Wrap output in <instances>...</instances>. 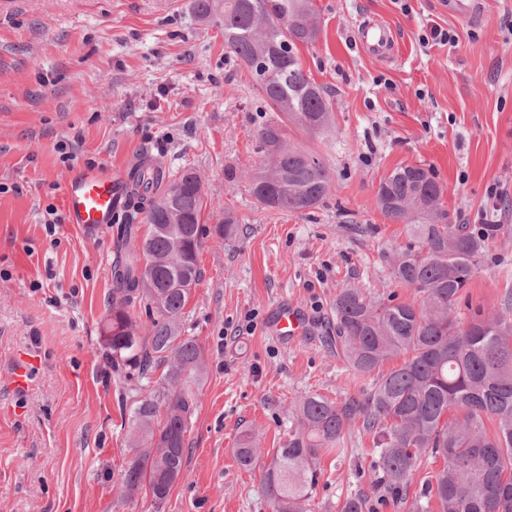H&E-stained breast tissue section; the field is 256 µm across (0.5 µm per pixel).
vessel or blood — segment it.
I'll list each match as a JSON object with an SVG mask.
<instances>
[{"instance_id":"obj_1","label":"vessel or blood","mask_w":512,"mask_h":512,"mask_svg":"<svg viewBox=\"0 0 512 512\" xmlns=\"http://www.w3.org/2000/svg\"><path fill=\"white\" fill-rule=\"evenodd\" d=\"M358 41L376 56L388 55L394 45L391 28L381 22L362 26ZM127 187L121 177L108 168L78 170L64 184V207L68 223L79 225L87 234L95 235L112 224ZM306 323L298 312L288 306L280 307L272 329L277 336L293 339L304 333Z\"/></svg>"}]
</instances>
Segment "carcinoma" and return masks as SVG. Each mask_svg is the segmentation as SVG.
<instances>
[{"mask_svg":"<svg viewBox=\"0 0 512 512\" xmlns=\"http://www.w3.org/2000/svg\"><path fill=\"white\" fill-rule=\"evenodd\" d=\"M203 20L224 22L225 55L242 61L258 93V112H274L256 131V144L272 148L268 167L250 176L251 195L262 208L302 212L329 195L325 162L288 140V126L311 135L328 132L331 106L323 88L304 70L297 45L319 36L311 0H192ZM148 225L141 248H128L115 270L112 310L104 331L112 363L138 367L144 378L158 367L162 382L136 406L131 422L138 452L122 478L131 498L143 488L159 510L186 475L185 434L197 404L189 383L203 371V351L180 335L179 320L198 267L202 213L199 176L170 172L144 161L131 174ZM442 189L421 165L397 167L378 184L377 205L387 219L406 226L409 242L391 263L398 282L415 296L397 302L359 288L336 295V349L372 387L333 402L319 395L292 403L288 432L274 449L263 481L270 512H309L318 485L320 453L344 445L354 431L372 436L379 466L370 487L396 500H434L438 512H512V293L501 307L456 314L463 293L481 267L501 224L448 223ZM238 219L224 209L215 233L236 235ZM144 305L148 322L131 318ZM401 363L383 373L387 361ZM261 453L251 434L235 449L251 468ZM443 465L409 498L421 458Z\"/></svg>","mask_w":512,"mask_h":512,"instance_id":"carcinoma-1","label":"carcinoma"}]
</instances>
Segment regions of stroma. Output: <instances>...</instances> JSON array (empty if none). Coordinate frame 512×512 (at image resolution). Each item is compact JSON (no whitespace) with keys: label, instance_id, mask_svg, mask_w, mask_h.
<instances>
[{"label":"stroma","instance_id":"1","mask_svg":"<svg viewBox=\"0 0 512 512\" xmlns=\"http://www.w3.org/2000/svg\"><path fill=\"white\" fill-rule=\"evenodd\" d=\"M441 0H312L317 42L300 47L305 70L330 96L333 129H289L291 143L317 151L330 193L303 214L258 207L249 176L266 160L255 151L261 120L246 65L224 55V26L202 22L191 0H0V512H269L261 466L234 455L242 431L255 434L263 463L284 440L291 401H333L369 388L325 339L344 287L412 298L391 275L389 254L403 225L376 204L395 167L424 165L459 223L492 212L504 234L489 247L468 289L470 307L493 308L512 292V0H479L475 14H451ZM393 30L383 59L361 48L359 23ZM455 31V45L423 49L426 20ZM75 160L62 161L59 143ZM199 175L205 208L202 277L180 320L204 350L193 385L187 474L162 508L148 492L120 495L137 452L130 414L145 395L136 367L105 358L112 268L129 225L88 238L63 223L67 176L104 166L128 176L143 159ZM233 207L234 237L214 228ZM307 322L282 340L272 320L281 305ZM37 356L25 390L11 387L20 357ZM378 462L371 436L355 431L323 453L311 512H338L367 496L374 512H409L379 501L368 475Z\"/></svg>","mask_w":512,"mask_h":512}]
</instances>
